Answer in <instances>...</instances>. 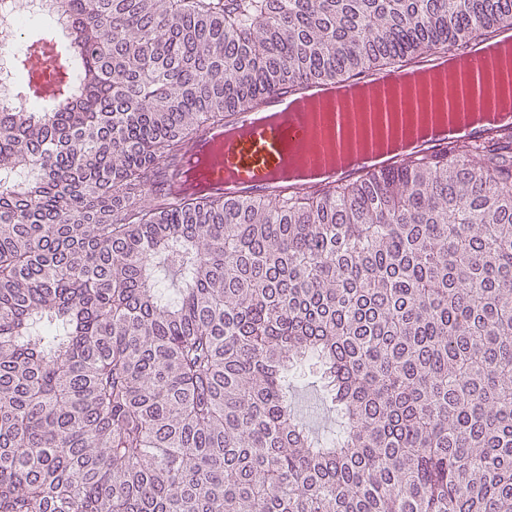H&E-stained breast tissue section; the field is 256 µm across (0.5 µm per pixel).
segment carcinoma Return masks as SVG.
<instances>
[{"label":"carcinoma","instance_id":"cac0c4a2","mask_svg":"<svg viewBox=\"0 0 512 512\" xmlns=\"http://www.w3.org/2000/svg\"><path fill=\"white\" fill-rule=\"evenodd\" d=\"M73 84L0 110V512H512V157L451 143L227 208L157 161L270 91L512 0H56ZM320 368L336 428L292 386Z\"/></svg>","mask_w":512,"mask_h":512}]
</instances>
